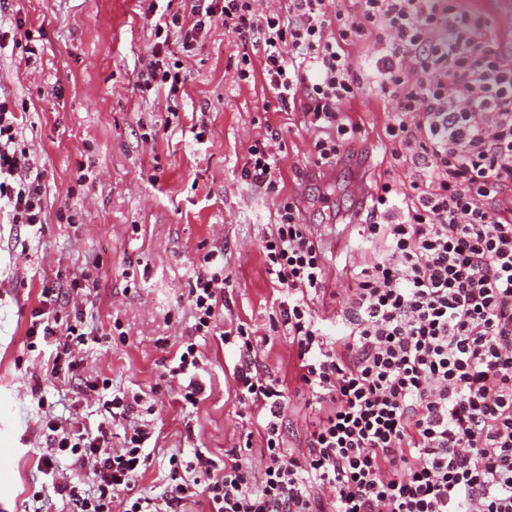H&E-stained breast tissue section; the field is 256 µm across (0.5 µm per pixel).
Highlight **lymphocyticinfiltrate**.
<instances>
[{
	"instance_id": "1",
	"label": "lymphocytic infiltrate",
	"mask_w": 512,
	"mask_h": 512,
	"mask_svg": "<svg viewBox=\"0 0 512 512\" xmlns=\"http://www.w3.org/2000/svg\"><path fill=\"white\" fill-rule=\"evenodd\" d=\"M158 2L147 8L156 41L136 74L141 93L177 100L174 54L196 51L221 26L239 41L238 81L263 78L276 111H301L304 127L318 131L316 170L335 168L360 137L347 108L368 90L387 109L379 138L390 165H414L416 174L377 185L361 211L372 256L350 268L336 324L314 307L327 290L326 253L297 200H279L261 242L296 346V377L323 412L304 448L285 445L286 389L260 368L251 327L218 326L229 280L223 251L213 250L189 289L192 336L169 375L197 404L198 338L237 349L239 398L258 409V466L237 452L220 464L198 449L185 464L170 457L161 495L135 493L152 432L133 425L113 448L114 421L141 402L118 393L103 400L95 431L47 417L38 469L69 512H112L116 503L122 512H181L197 496L208 512H512V56L488 20L464 17L455 0H284L270 11L257 0H219L186 23ZM364 43L373 53L359 64L353 52ZM20 122L0 100V198L12 223L34 228L44 221L43 176ZM286 148L277 129L256 139L246 183L278 190L274 158ZM27 336L73 370L97 330L37 309ZM65 461L86 483L67 480Z\"/></svg>"
}]
</instances>
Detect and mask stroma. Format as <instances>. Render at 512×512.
Listing matches in <instances>:
<instances>
[{"instance_id":"1","label":"stroma","mask_w":512,"mask_h":512,"mask_svg":"<svg viewBox=\"0 0 512 512\" xmlns=\"http://www.w3.org/2000/svg\"><path fill=\"white\" fill-rule=\"evenodd\" d=\"M459 11L490 17L500 47L512 54V0H457ZM9 14L30 33L29 45L0 50V97L24 115L19 129L46 187L39 230L9 221L0 206V512H62L63 505L38 472L44 448L38 400L62 423L77 419L95 428L100 419L80 383L109 378L113 388L144 397L138 417L152 425L153 451L135 490L161 492L170 455L191 460L194 449L216 456L259 443L256 411L237 398V352L217 337L200 344L198 374L205 392L196 405L181 403L179 384L167 377L174 343L191 332L190 283L205 255L224 251L230 277V318L247 322L260 337L257 360L282 378L288 393L287 446L303 443L316 417L312 396L295 377V347L285 328H272L278 311L259 243L273 221L279 195L240 177L247 148L267 128H285L287 148L275 165L282 194L301 193L310 230L327 252L329 296L318 312L335 319V296L350 282L347 262L366 255L357 225L339 229L356 203L354 179L374 188L378 179L409 180L411 167H389L377 134L386 120L382 101L358 97L352 112L364 133L348 146L324 180L297 183L307 166L314 132L295 114L265 111L261 83L236 78V42L213 29L192 56L180 57L184 94L141 97L134 82L155 42L140 0H9ZM206 119L210 132L196 141L191 127ZM89 180L79 181L81 170ZM70 208L74 223L60 221ZM84 280L90 293L74 302L64 286ZM60 289V314L81 313L99 341L82 355L75 373L45 377L48 351L31 345L26 331L41 292ZM121 325L126 340L112 335Z\"/></svg>"}]
</instances>
